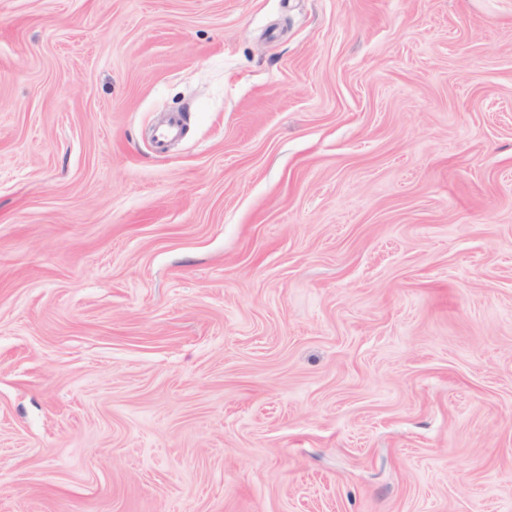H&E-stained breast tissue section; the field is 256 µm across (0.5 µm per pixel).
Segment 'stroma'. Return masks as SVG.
Here are the masks:
<instances>
[{
  "label": "stroma",
  "mask_w": 512,
  "mask_h": 512,
  "mask_svg": "<svg viewBox=\"0 0 512 512\" xmlns=\"http://www.w3.org/2000/svg\"><path fill=\"white\" fill-rule=\"evenodd\" d=\"M0 512H512V0H0Z\"/></svg>",
  "instance_id": "35a3bbf8"
}]
</instances>
